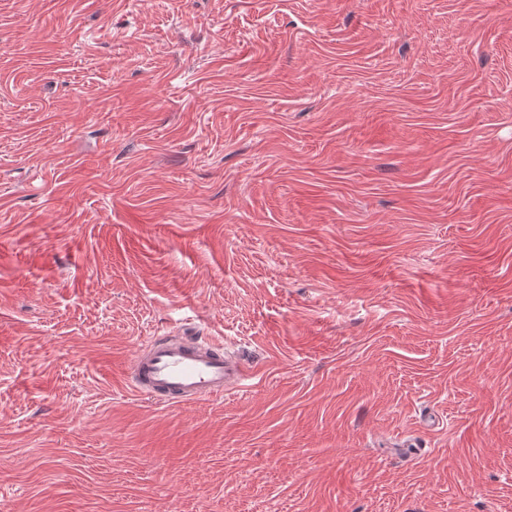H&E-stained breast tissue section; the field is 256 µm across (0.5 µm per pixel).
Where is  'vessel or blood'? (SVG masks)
<instances>
[{
  "instance_id": "b4317fda",
  "label": "vessel or blood",
  "mask_w": 512,
  "mask_h": 512,
  "mask_svg": "<svg viewBox=\"0 0 512 512\" xmlns=\"http://www.w3.org/2000/svg\"><path fill=\"white\" fill-rule=\"evenodd\" d=\"M123 376L128 387L146 399L185 404L243 389L251 368L223 342L184 334L151 337Z\"/></svg>"
}]
</instances>
